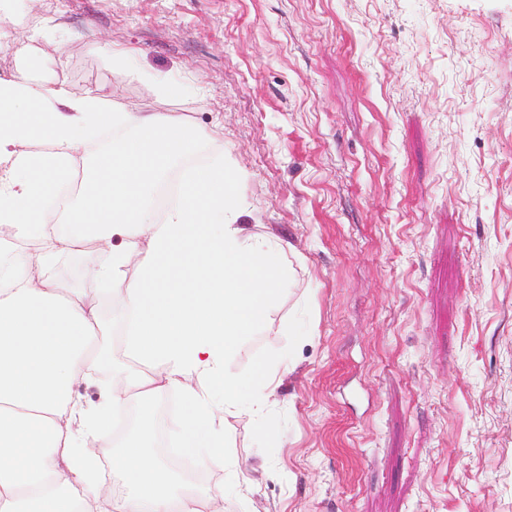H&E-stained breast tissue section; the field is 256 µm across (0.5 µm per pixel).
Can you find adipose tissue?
Returning a JSON list of instances; mask_svg holds the SVG:
<instances>
[{
	"instance_id": "ef3b65f1",
	"label": "adipose tissue",
	"mask_w": 512,
	"mask_h": 512,
	"mask_svg": "<svg viewBox=\"0 0 512 512\" xmlns=\"http://www.w3.org/2000/svg\"><path fill=\"white\" fill-rule=\"evenodd\" d=\"M125 130L87 173L75 210L52 219L45 202L85 144ZM45 142L32 151L30 140ZM185 120L116 107L94 91L0 78V512H224V489L178 480L150 448L154 420L112 443V413L153 392L180 393L172 432L186 456L237 465L224 416L274 395L278 365L256 364L248 381L227 369L243 337L266 329L294 269L281 241L240 224L237 178L223 163L187 168L164 215L154 187L196 151ZM85 250V285L56 288L51 270ZM121 299L136 371H113L100 402L77 388L110 361L100 347L97 300ZM126 493L113 498L100 449Z\"/></svg>"
}]
</instances>
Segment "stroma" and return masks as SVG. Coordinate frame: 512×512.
Segmentation results:
<instances>
[{"label": "stroma", "instance_id": "1", "mask_svg": "<svg viewBox=\"0 0 512 512\" xmlns=\"http://www.w3.org/2000/svg\"><path fill=\"white\" fill-rule=\"evenodd\" d=\"M19 69L192 123L299 256L230 363L284 367L225 422L254 489L197 468L224 512H512V0H0Z\"/></svg>", "mask_w": 512, "mask_h": 512}]
</instances>
